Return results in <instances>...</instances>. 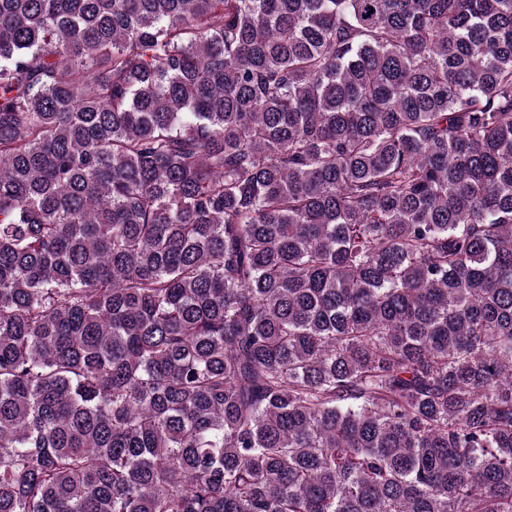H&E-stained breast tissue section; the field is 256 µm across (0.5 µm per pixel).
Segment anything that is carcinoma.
I'll return each instance as SVG.
<instances>
[{
	"label": "carcinoma",
	"mask_w": 512,
	"mask_h": 512,
	"mask_svg": "<svg viewBox=\"0 0 512 512\" xmlns=\"http://www.w3.org/2000/svg\"><path fill=\"white\" fill-rule=\"evenodd\" d=\"M0 512H512V0H0Z\"/></svg>",
	"instance_id": "cac0c4a2"
}]
</instances>
